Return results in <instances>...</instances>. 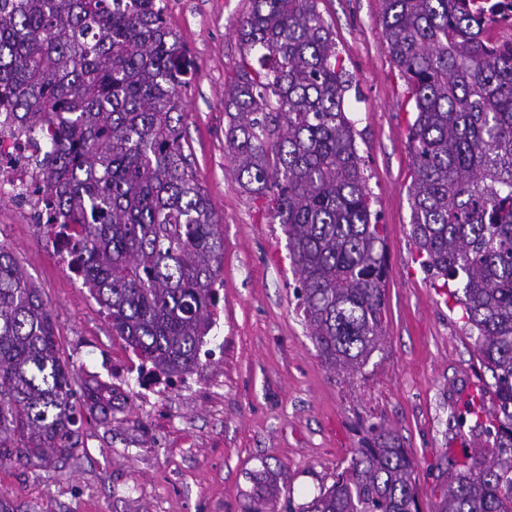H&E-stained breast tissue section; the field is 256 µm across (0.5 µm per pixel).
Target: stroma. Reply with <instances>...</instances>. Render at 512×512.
Segmentation results:
<instances>
[{
    "mask_svg": "<svg viewBox=\"0 0 512 512\" xmlns=\"http://www.w3.org/2000/svg\"><path fill=\"white\" fill-rule=\"evenodd\" d=\"M251 8L165 0L167 25L196 62L181 90L185 151L224 234L213 354L184 381L138 384L131 349L36 216L0 198V243L40 288L77 381L112 396L108 420L84 419L72 457L0 466V498L14 512H294L333 483L374 424L407 449L421 512H431L463 436L457 400L479 367L459 306L423 271L411 238L414 114L385 48L381 0H317L353 77L344 107L387 244L385 340L351 378L322 363L272 197L240 186L224 146V89ZM260 470L258 494L250 477Z\"/></svg>",
    "mask_w": 512,
    "mask_h": 512,
    "instance_id": "stroma-1",
    "label": "stroma"
}]
</instances>
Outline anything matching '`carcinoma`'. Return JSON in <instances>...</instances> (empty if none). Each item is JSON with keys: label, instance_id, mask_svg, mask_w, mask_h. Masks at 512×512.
Returning <instances> with one entry per match:
<instances>
[{"label": "carcinoma", "instance_id": "carcinoma-1", "mask_svg": "<svg viewBox=\"0 0 512 512\" xmlns=\"http://www.w3.org/2000/svg\"><path fill=\"white\" fill-rule=\"evenodd\" d=\"M317 0H253L224 91L225 146L251 193L276 188L304 322L327 368L380 348L386 244L344 108L352 79ZM385 46L416 118L411 238L450 292L491 381L458 419L487 454L448 468L432 512H512V51L465 0H381ZM164 0H0V110L44 151V229L141 366L194 372L219 304L224 235L185 154L180 89L195 61ZM70 363L40 290L0 244V465L79 445L112 401ZM300 512H420L413 466L373 425Z\"/></svg>", "mask_w": 512, "mask_h": 512}]
</instances>
